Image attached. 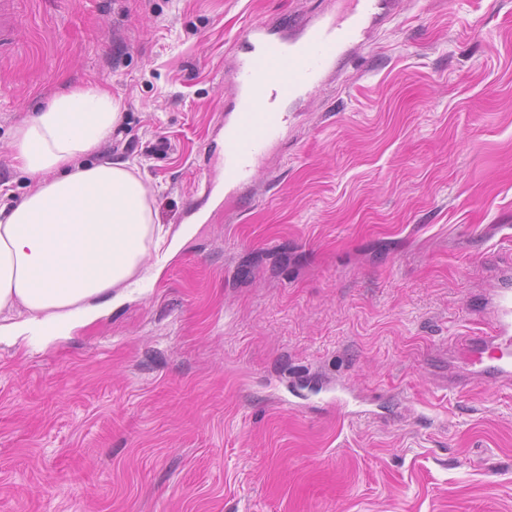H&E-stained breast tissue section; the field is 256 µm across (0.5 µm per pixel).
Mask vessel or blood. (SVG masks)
Listing matches in <instances>:
<instances>
[{
  "mask_svg": "<svg viewBox=\"0 0 512 512\" xmlns=\"http://www.w3.org/2000/svg\"><path fill=\"white\" fill-rule=\"evenodd\" d=\"M379 6L380 0H354L345 16L308 25L296 41L277 37L260 25L244 31L230 75L238 102L233 118L224 123V154L219 161L226 185L254 178L265 150L282 132L285 116L278 100L316 88L337 57L357 44ZM269 88L275 103L256 108L255 100ZM490 305L492 323L486 331L466 337L465 347L474 377L508 384L512 382V284L496 289Z\"/></svg>",
  "mask_w": 512,
  "mask_h": 512,
  "instance_id": "vessel-or-blood-1",
  "label": "vessel or blood"
}]
</instances>
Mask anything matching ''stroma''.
I'll list each match as a JSON object with an SVG mask.
<instances>
[{
    "instance_id": "obj_1",
    "label": "stroma",
    "mask_w": 512,
    "mask_h": 512,
    "mask_svg": "<svg viewBox=\"0 0 512 512\" xmlns=\"http://www.w3.org/2000/svg\"><path fill=\"white\" fill-rule=\"evenodd\" d=\"M344 0H19L0 204L22 120L107 85L159 223L213 212L88 326L0 337V512H512V386L456 337L512 271V0H381L286 105L252 181L216 160L237 37ZM357 416H349V409Z\"/></svg>"
}]
</instances>
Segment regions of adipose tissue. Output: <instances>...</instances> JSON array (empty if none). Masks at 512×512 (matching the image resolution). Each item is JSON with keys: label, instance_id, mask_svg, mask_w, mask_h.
Here are the masks:
<instances>
[{"label": "adipose tissue", "instance_id": "1", "mask_svg": "<svg viewBox=\"0 0 512 512\" xmlns=\"http://www.w3.org/2000/svg\"><path fill=\"white\" fill-rule=\"evenodd\" d=\"M122 119L100 83L60 94L18 126L24 198L0 206V335L83 313L93 322L112 291L158 276L197 230L155 221L149 191L122 160L87 163Z\"/></svg>", "mask_w": 512, "mask_h": 512}]
</instances>
